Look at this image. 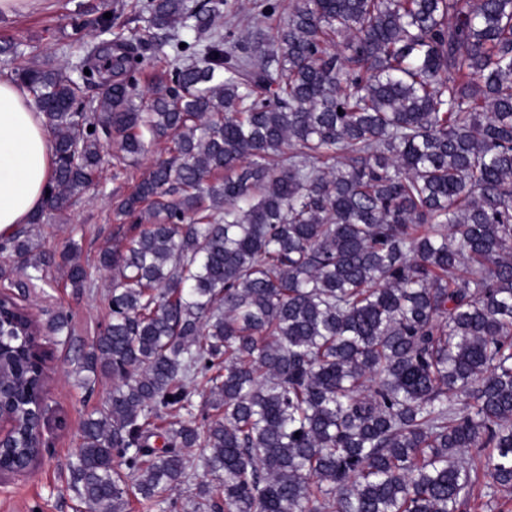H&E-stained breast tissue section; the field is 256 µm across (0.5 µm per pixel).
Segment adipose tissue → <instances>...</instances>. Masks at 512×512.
<instances>
[{"mask_svg":"<svg viewBox=\"0 0 512 512\" xmlns=\"http://www.w3.org/2000/svg\"><path fill=\"white\" fill-rule=\"evenodd\" d=\"M53 169L52 139L29 91L0 79V233L41 209Z\"/></svg>","mask_w":512,"mask_h":512,"instance_id":"1","label":"adipose tissue"}]
</instances>
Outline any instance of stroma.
<instances>
[{"mask_svg":"<svg viewBox=\"0 0 512 512\" xmlns=\"http://www.w3.org/2000/svg\"><path fill=\"white\" fill-rule=\"evenodd\" d=\"M116 0H37L22 17L0 16V38L19 43L36 62L60 64L76 62L84 45L99 42L102 35L93 20L110 11ZM84 21L75 30V21ZM150 165L142 160L137 167L117 173L103 164L97 186L65 215L31 226L35 245L62 252L69 242L81 248L80 262L90 274V288L71 287L67 268L59 264L48 271L43 289L31 291L26 307L44 325L42 347L47 355L50 379L45 396V449L37 465L21 478L0 481V512H88L68 481L69 466L80 444L79 428L92 412L102 408L112 387L102 378L94 392L78 386L76 372L81 357L99 336L110 317V271L98 265L104 247L114 246L125 228L116 216L113 202L129 193ZM60 312L70 317L68 331L56 335L47 325Z\"/></svg>","mask_w":512,"mask_h":512,"instance_id":"35a3bbf8","label":"stroma"}]
</instances>
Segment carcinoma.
Segmentation results:
<instances>
[{
	"instance_id": "cac0c4a2",
	"label": "carcinoma",
	"mask_w": 512,
	"mask_h": 512,
	"mask_svg": "<svg viewBox=\"0 0 512 512\" xmlns=\"http://www.w3.org/2000/svg\"><path fill=\"white\" fill-rule=\"evenodd\" d=\"M132 9L151 34L126 35L121 5L74 69L0 44L54 142L30 223L95 188L109 150L122 168L170 153L99 256L111 318L81 368L112 389L82 425L77 498L126 512L128 477L182 512L170 492L199 469L192 512H461L478 484L489 505L512 492V0H298L252 48L227 0ZM0 253L21 294L55 263L21 231ZM63 260L84 287L75 245ZM30 333L3 295L0 470L43 451Z\"/></svg>"
}]
</instances>
